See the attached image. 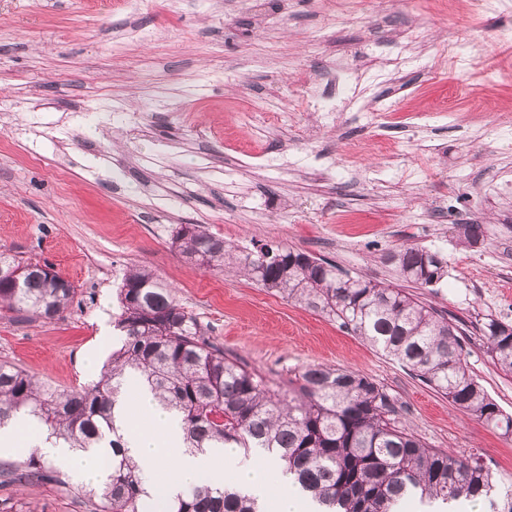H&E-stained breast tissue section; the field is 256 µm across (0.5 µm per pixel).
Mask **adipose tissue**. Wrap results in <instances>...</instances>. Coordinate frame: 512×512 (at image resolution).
<instances>
[{
	"label": "adipose tissue",
	"instance_id": "obj_1",
	"mask_svg": "<svg viewBox=\"0 0 512 512\" xmlns=\"http://www.w3.org/2000/svg\"><path fill=\"white\" fill-rule=\"evenodd\" d=\"M118 425L129 435L128 455L141 465L146 489L156 500H171L186 487L224 484L245 489L258 499L274 496L278 512H318L294 486L290 474L274 458L245 460L236 448H209L193 452L183 444L180 419L162 409L148 390L120 398L115 409ZM24 421L14 416L0 426V456L24 453L32 448L51 462L89 485L105 476L112 454L108 448H73L61 439L31 442L23 433Z\"/></svg>",
	"mask_w": 512,
	"mask_h": 512
}]
</instances>
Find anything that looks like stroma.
<instances>
[{
  "label": "stroma",
  "instance_id": "35a3bbf8",
  "mask_svg": "<svg viewBox=\"0 0 512 512\" xmlns=\"http://www.w3.org/2000/svg\"><path fill=\"white\" fill-rule=\"evenodd\" d=\"M455 42L476 67L452 69ZM511 47L512 0H288L262 21L248 0H0V247L77 289L60 319H0V361L62 389L97 380L81 359L119 347L117 289L145 266L267 378L358 370L429 447L512 474V436L324 314L172 245L200 224L243 251L282 243L392 285V251L437 252L446 274L417 294L462 320L469 369L512 415V376L479 331L512 324V62L493 82L478 69ZM339 61L357 80L324 123ZM271 98L282 119L265 126L251 114ZM467 224L482 227L468 247ZM79 485L0 481V512H91Z\"/></svg>",
  "mask_w": 512,
  "mask_h": 512
}]
</instances>
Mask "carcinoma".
<instances>
[{
    "label": "carcinoma",
    "instance_id": "cac0c4a2",
    "mask_svg": "<svg viewBox=\"0 0 512 512\" xmlns=\"http://www.w3.org/2000/svg\"><path fill=\"white\" fill-rule=\"evenodd\" d=\"M172 244L190 263L221 273L237 269L260 286L327 314L346 330L415 372L457 409L512 435V415L484 390L462 358V332L401 288L342 274L336 265L281 245L243 253L198 224L180 226ZM399 274L419 286L445 275L436 252L406 244L390 255ZM77 288L58 272L0 249V316H60ZM115 327L123 342L97 381L59 389L21 367L0 362V425L22 414L39 431L72 448L106 442L111 465L97 488L96 512H266L251 495L196 485L168 502H151L141 466L126 454L113 408L134 379L159 405L181 416L186 448L230 446L277 458L299 491L327 512H400L407 500L450 509L464 502L512 512V475L485 462L428 448L396 418L383 386L362 373L310 364L283 387L212 343L171 289L146 268L125 273ZM486 352L512 374V325L483 322ZM18 481L45 482L52 471L38 450L14 466Z\"/></svg>",
    "mask_w": 512,
    "mask_h": 512
}]
</instances>
